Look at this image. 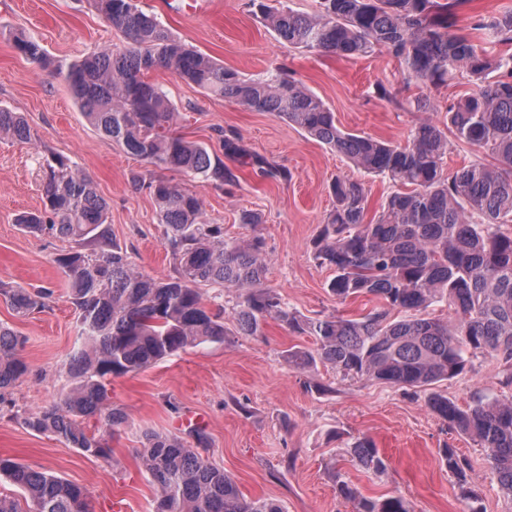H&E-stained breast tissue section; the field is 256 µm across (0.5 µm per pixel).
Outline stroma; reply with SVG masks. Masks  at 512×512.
I'll use <instances>...</instances> for the list:
<instances>
[{
  "label": "stroma",
  "instance_id": "1",
  "mask_svg": "<svg viewBox=\"0 0 512 512\" xmlns=\"http://www.w3.org/2000/svg\"><path fill=\"white\" fill-rule=\"evenodd\" d=\"M135 2L189 46L242 77L287 67L335 112L341 128L386 141L404 142L424 120L442 124L449 98L471 90L462 76L436 90L405 85L399 62L380 50L346 58L290 45L252 14L249 0H213L206 13L189 11L186 0ZM20 30L39 41L50 66L14 50L12 37ZM116 40L114 29L88 0H0V106L21 113L34 134L29 144L0 140V285L53 292L45 312L23 319L0 297V321L24 338L19 355L28 367L11 390L7 408L0 410V456L84 487L93 512H114L118 506L123 512H150L156 489L139 458L146 434L185 438L199 428L208 436L204 458L223 467L246 498L278 500L285 512H353L352 503L336 492L342 480L366 496L402 495L412 512H469L470 501L440 460L441 448L448 445L470 460L484 512H512L484 448L449 430L427 406L425 392L344 377L323 365L294 370L288 352L314 348V338L290 333L272 319L260 335L241 334L231 288L224 292L223 342L187 349L113 379L110 400L127 413L128 422L110 437L109 459L85 457L22 425V414L59 398L63 365L78 336L68 287L54 262L65 242L27 235L15 222L18 214L43 207L38 157L63 155L92 180L107 203L113 240L131 252L138 271L155 278L174 273L165 227L151 196L136 184L146 163L87 122L54 70L55 64L111 47ZM149 78L174 104L177 134L223 156L238 177L220 189L178 172L170 173V180L197 194L207 218L223 225L225 239H262L266 285L305 317L351 318L377 306L371 296L336 300L327 287L332 272L315 260L313 240L333 206L329 186L336 177L363 183L373 213L390 193L389 182L358 171L343 155L271 113L205 94L164 69ZM420 100L426 103L421 110L416 107ZM227 135L249 153L286 168L289 180L258 177L251 166L225 155ZM246 211L259 213L260 223L241 224ZM503 377L495 359L480 355L435 390L465 409L478 395L501 393ZM365 435L387 460L382 475L351 460L353 442Z\"/></svg>",
  "mask_w": 512,
  "mask_h": 512
}]
</instances>
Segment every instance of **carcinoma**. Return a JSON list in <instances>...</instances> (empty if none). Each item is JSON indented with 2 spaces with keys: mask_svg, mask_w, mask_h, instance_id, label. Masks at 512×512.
I'll list each match as a JSON object with an SVG mask.
<instances>
[{
  "mask_svg": "<svg viewBox=\"0 0 512 512\" xmlns=\"http://www.w3.org/2000/svg\"><path fill=\"white\" fill-rule=\"evenodd\" d=\"M119 33L107 50H93L57 72L82 113L100 134L154 167L143 186L152 196L175 275L154 278L139 272L131 254L115 243L107 204L93 182L62 155L40 164L43 209L19 215L32 236L52 235L69 243L54 262L67 279L80 338L66 374L72 387L49 406L21 417L25 428L55 437L86 456L110 454L103 437L90 435L84 421L95 418L113 432L127 422L112 406V379L135 373L188 348L224 341V300L205 301L201 286L237 292L240 332L262 333L269 319L288 331L309 334L316 348L290 351L298 370L328 364L345 377H369L405 389H429L461 375L465 354L488 355L505 368L502 385L512 386V11L482 13L458 25L469 0H319L315 16L251 0L257 18L276 36L298 47L342 57L384 49L404 66V78L428 87L457 75L477 90L448 100L447 124L430 121L412 128L403 144L366 133L347 132L314 93L278 70L245 79L207 54L179 41L152 12L134 0H91ZM14 48L41 64L46 52L24 33ZM165 69L204 92L270 112L296 125L368 175L411 186L389 195L380 212L365 221L362 184L336 178L334 206L315 242V259L333 271L330 292L345 301L373 296L381 301L359 318L307 319L288 308L264 283L262 241H224V225L206 217L202 200L161 175L181 172L217 186L236 174L207 148L172 131L177 112L148 73ZM34 135L18 112L0 107V139L29 144ZM455 143L482 150L490 163L444 172ZM224 151L272 179L288 171L250 155L231 137ZM0 295L14 315L27 317L47 307V289L4 288ZM444 302L453 325L429 316ZM24 339L0 323V405L27 372L17 356ZM427 406L448 427L474 438L503 497L512 501V394L483 397L462 410L437 392ZM356 462L380 475L387 469L375 441L363 436L350 448ZM144 471L157 489L152 512H284L273 499H248L224 469L173 435L150 434L142 449ZM441 461L470 498L469 463L455 449ZM21 498L0 496V512H90L83 488L9 457H0V479ZM341 497L355 512H410L401 495L367 497L343 482Z\"/></svg>",
  "mask_w": 512,
  "mask_h": 512,
  "instance_id": "cac0c4a2",
  "label": "carcinoma"
}]
</instances>
